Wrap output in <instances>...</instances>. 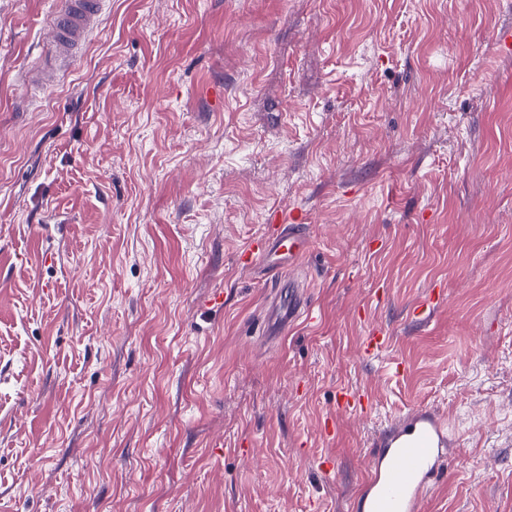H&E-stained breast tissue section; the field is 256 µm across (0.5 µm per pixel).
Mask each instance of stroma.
I'll return each mask as SVG.
<instances>
[{
	"mask_svg": "<svg viewBox=\"0 0 512 512\" xmlns=\"http://www.w3.org/2000/svg\"><path fill=\"white\" fill-rule=\"evenodd\" d=\"M55 2L0 0V512H352L415 404L422 512H512V0H108L26 112ZM279 209L274 344L237 258ZM275 218L278 224L242 251L249 267L265 264L273 256L296 260L308 250L307 224H302L298 211L283 209L276 213ZM277 288H288V301H282L280 297L267 310L264 330L265 335L271 337L281 336L298 321L311 322L315 319L304 295V289H300L296 281L288 280V284L278 283Z\"/></svg>",
	"mask_w": 512,
	"mask_h": 512,
	"instance_id": "1",
	"label": "stroma"
}]
</instances>
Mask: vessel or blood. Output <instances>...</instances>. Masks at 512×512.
Wrapping results in <instances>:
<instances>
[{"label":"vessel or blood","mask_w":512,"mask_h":512,"mask_svg":"<svg viewBox=\"0 0 512 512\" xmlns=\"http://www.w3.org/2000/svg\"><path fill=\"white\" fill-rule=\"evenodd\" d=\"M107 0H59L49 21L43 44L52 67L38 69L35 85L52 88L59 68L71 67L97 28ZM310 246L309 234L298 211L281 210L273 229L251 242L242 252L249 265H261L272 257L297 259ZM287 300L273 302L266 313L268 336L282 335L296 322H309L314 313L296 281L287 284ZM450 423L435 408L418 405L380 433L369 454V477L355 498L356 512H421L426 492L437 482L448 455Z\"/></svg>","instance_id":"1"}]
</instances>
